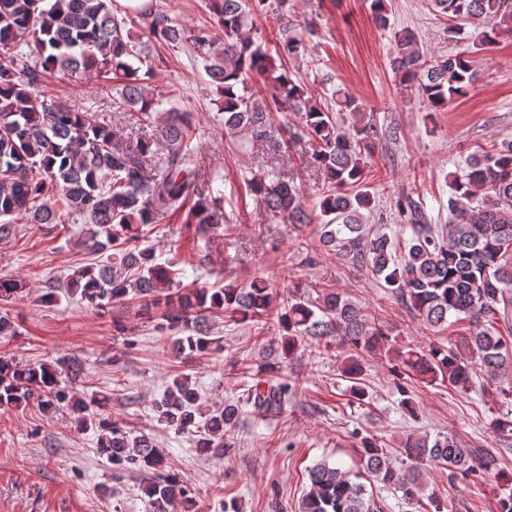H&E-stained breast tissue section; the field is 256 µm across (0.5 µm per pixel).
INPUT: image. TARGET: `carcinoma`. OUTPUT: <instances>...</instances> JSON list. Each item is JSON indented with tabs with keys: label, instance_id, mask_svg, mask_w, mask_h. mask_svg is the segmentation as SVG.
<instances>
[{
	"label": "carcinoma",
	"instance_id": "1",
	"mask_svg": "<svg viewBox=\"0 0 512 512\" xmlns=\"http://www.w3.org/2000/svg\"><path fill=\"white\" fill-rule=\"evenodd\" d=\"M44 2L0 0V240L12 235L11 217L21 212L34 224H55L63 211L82 218L87 229L79 244L99 259L73 272L65 285L68 295L99 310L130 295L147 306L164 304L155 330L190 332L177 339V355L214 351L210 323L217 318L249 321L261 330L270 318L277 297L272 282L255 278L240 286L231 281L212 293L190 289L181 286L178 263L157 264L153 250L138 245L142 227L164 214L183 213V223L194 228L195 237L224 223L218 198L199 183L201 155L193 145V113L176 106L158 111L161 101L141 78L153 72L151 43L177 52L189 42L224 97V131L278 150L270 109L301 115L292 140L315 144L308 164L329 185L310 207L294 181L272 170L258 171L244 181L246 195L296 230L318 225L328 251L370 269L426 327L442 330L450 317L469 323V334L447 346L394 348L386 346L382 327L341 293H326L316 310L298 297L277 315L287 335L279 358L264 363L270 378L247 389L243 402H226L202 413L190 378L176 375L154 402L159 422L177 431L198 429L196 447L202 451L224 447V432L237 425L241 404L266 411L288 401V384L277 381L276 374L307 338L326 349L336 342L349 350L341 372L358 400L366 397L363 361L374 356L396 361L394 369L430 385L446 383L461 391L469 390L479 372L491 381L506 375L512 367V325L505 337L494 323L499 316L508 319L512 309V142L469 160L464 174L450 173L447 232L436 233L412 197L398 199V212L413 231L400 253L388 235L371 236L360 222L361 211L374 202L365 189L379 137L373 115L340 89L331 93L336 110L312 103L304 80L281 61L283 55H299L303 39H283L274 55L263 41L244 34L252 12L278 16L288 0H206L215 27L191 31L151 5L140 11L147 24L145 41L126 30V18L114 14L112 0H51L47 7ZM432 2L438 15L452 21L450 33L460 32L453 25L457 20L484 24V45L493 44L499 30L512 29V0ZM411 42L409 34L399 39L393 69L401 83L417 87L429 110L439 112L449 100L466 94L475 78L468 60L460 55L426 60L407 50ZM33 56L37 60L32 64ZM91 71L98 79L124 81L128 103L140 121L159 123L160 136L124 140L112 125L38 90L45 72L74 78ZM23 288L22 280L0 276V301ZM82 372L76 359L60 357L32 366L0 355V406L35 401L48 413L70 408L76 428L96 429L97 452L112 475L143 474L141 497L151 512H189L193 497L154 439L131 435L107 412L108 396H80L62 385V376L73 379ZM400 454L410 461L405 468L395 466L386 449L363 441L362 472L354 480L336 464H314L308 469L301 512H382L367 489L369 482L414 501L424 493L426 465L446 468L453 477L486 469L448 435L432 441L409 435Z\"/></svg>",
	"mask_w": 512,
	"mask_h": 512
}]
</instances>
